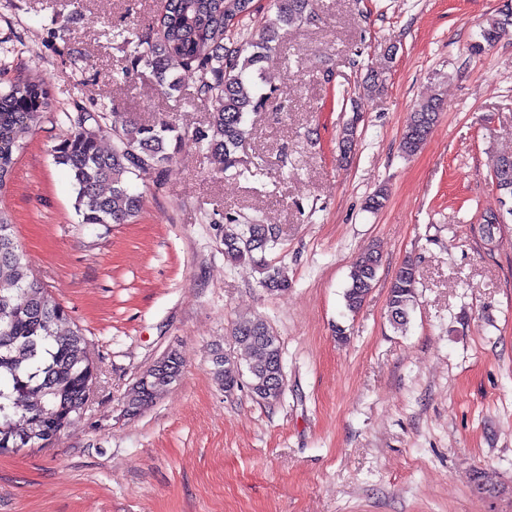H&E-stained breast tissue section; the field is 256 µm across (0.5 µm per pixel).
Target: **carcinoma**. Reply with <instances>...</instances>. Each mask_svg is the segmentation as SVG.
<instances>
[{"label":"carcinoma","instance_id":"carcinoma-1","mask_svg":"<svg viewBox=\"0 0 512 512\" xmlns=\"http://www.w3.org/2000/svg\"><path fill=\"white\" fill-rule=\"evenodd\" d=\"M254 0H159L154 30L148 34L129 31L122 44L129 50L131 66L112 72V83L128 85L135 69L152 73L165 95L180 89L176 68L196 77L197 101L208 112V125L199 132L197 143L206 151L214 170L242 174L237 149L248 134V116L266 106L273 91L267 87L263 63L278 47L279 32L312 17L311 0H271L274 16L265 20L261 32L239 33V41L224 45V18L253 7ZM508 20H495L481 30L483 43H495L506 33ZM51 109L44 78H19L0 91V190L14 172L16 153L23 139L40 127ZM112 112V149L100 146L101 119ZM440 112V102L431 97L410 112L400 149L416 153L426 140ZM66 136L52 149L53 162L67 167L73 176L75 208L83 224H125L140 211V196L130 191L126 175L159 171L172 159L170 142L181 135L167 120L152 124L132 122L102 104L96 112L66 116ZM358 118L343 127L339 140L341 158L349 157L356 145ZM492 174L499 191L512 199V155L492 160ZM224 257L232 263H247L262 275L261 284L271 294L292 287L286 268L267 259L276 243L265 224L241 222L224 215L218 225ZM380 266L379 253L369 250L352 265L344 291L346 309L355 314L363 306ZM417 274L412 260L395 272L388 298L389 322L404 330L417 304ZM68 311L48 295L32 277L26 255L19 247L13 224L0 213V449L25 448L34 440L49 442L84 412L97 384V366L88 341L77 329L68 327ZM234 344L250 362L248 372L252 398L264 406L278 403L286 378L267 392L260 389L284 368L279 336L261 317L243 320L232 332ZM224 350L213 352L212 374L224 390L239 387L225 365ZM148 370L137 382L127 404L136 413L152 405L180 375L178 354Z\"/></svg>","mask_w":512,"mask_h":512}]
</instances>
